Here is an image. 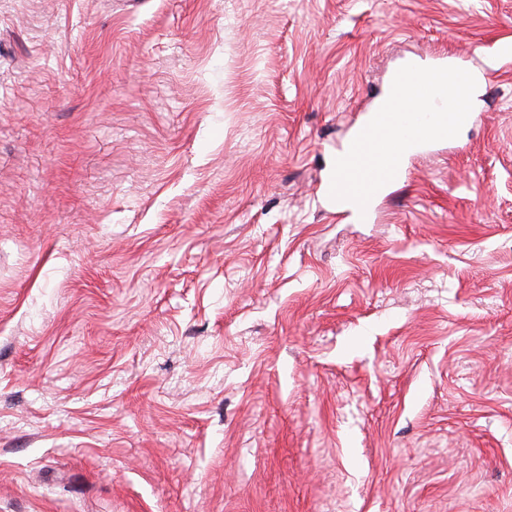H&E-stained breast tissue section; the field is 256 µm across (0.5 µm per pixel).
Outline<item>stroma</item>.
<instances>
[{"label":"stroma","mask_w":512,"mask_h":512,"mask_svg":"<svg viewBox=\"0 0 512 512\" xmlns=\"http://www.w3.org/2000/svg\"><path fill=\"white\" fill-rule=\"evenodd\" d=\"M0 512H512V0H0ZM404 173H405V171H404V168L402 165V158H401L395 178L392 181H390L389 183H387L386 185H384L382 188H380L374 194V196L370 199V201L368 202V204L366 206L364 216H361L359 208L354 203H352L350 201H344V200H334L330 197L336 204V214H338V215L348 214V215H353V216L356 215L357 217H366L370 212L371 203L379 196V194L382 192V190L385 189L386 187L398 182L404 176Z\"/></svg>","instance_id":"1"}]
</instances>
